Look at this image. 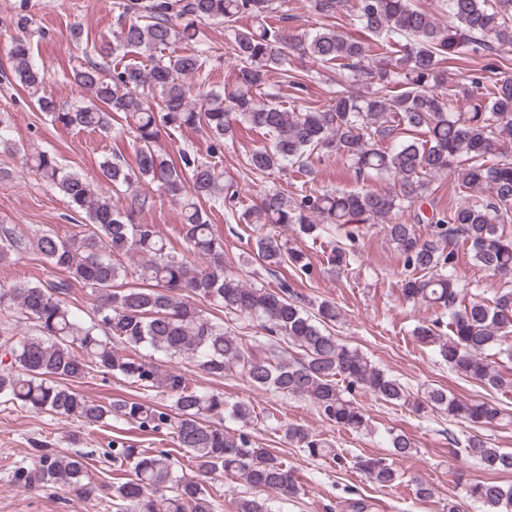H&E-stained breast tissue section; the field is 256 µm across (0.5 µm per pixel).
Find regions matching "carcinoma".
Returning <instances> with one entry per match:
<instances>
[{
	"instance_id": "1",
	"label": "carcinoma",
	"mask_w": 512,
	"mask_h": 512,
	"mask_svg": "<svg viewBox=\"0 0 512 512\" xmlns=\"http://www.w3.org/2000/svg\"><path fill=\"white\" fill-rule=\"evenodd\" d=\"M346 0H310V8L327 24L302 38L281 26L275 0H117L123 23L112 34V47L83 48L73 69L74 83L87 93L78 105L60 104L40 93L44 66L31 52L22 16L20 33L8 50L11 72L35 99L38 109L63 128L101 133L122 119L133 137L134 162L113 154L100 163L98 181L63 168L56 155L40 151L27 164L44 183L62 194L84 220L83 234L61 238L49 228L27 237L0 229V261L33 252L55 269L61 280L39 281L0 289V316L16 318L26 332L16 336L0 326V402L87 425H105L120 417L143 430L171 428L178 447L195 462L193 475L161 449L146 452L112 441V457L130 466L131 477L112 485L118 512H219L205 478L222 471L257 492L283 497L297 494L287 462L260 446L245 431L224 426V414L248 423L254 409L224 400V393L193 386L179 369L162 370L158 353L172 360L187 357L213 379L237 372L259 391L301 396L326 420L350 432L368 430L369 419L355 394L384 403L425 407L475 426L502 418L488 401L464 400L443 388L419 396L399 378L377 368L361 352L341 343L324 326L338 316L322 302L307 310L306 298L286 280L276 287L251 286L224 267V242L211 230L206 205L228 206L236 215L241 190L224 179V141L237 125L273 135L272 146L247 154V169L258 175L276 170H307L313 155L341 157L361 176H389L391 190L333 193L305 181L292 194L266 191L241 213L259 227L291 224L302 235L317 236L337 226L380 224L395 243L405 272L401 294L422 302L436 317L413 335L436 347V354L456 374L494 389L507 388L490 352L512 359V290L491 303L466 301L455 276L457 244H468L475 263L512 275V75L494 81L485 73L499 69L498 57L512 48V0H443L448 24L440 23L413 0H353L352 12L371 34L358 40L337 30L336 14ZM220 21L229 29L224 53L237 66L224 89L202 91L210 82L211 47L203 25ZM167 49L150 67L128 63L110 66L120 50ZM472 52L488 59L480 70L448 82V65ZM301 54L336 70L335 87L323 101L290 112L270 97L258 96L275 70L291 86L304 84L289 69ZM365 81L366 89L350 84ZM183 127L204 132L207 156L178 151L179 164L161 153L163 131ZM11 120L0 113V151L16 152ZM446 172L467 192L464 203L427 219L431 238L422 239L398 215L422 196L423 178ZM155 185L159 196L181 204L180 236L184 250L169 251L152 224L134 222L136 213L155 204L140 191ZM124 189L127 205L112 200L110 188ZM257 257L268 268L290 265L307 273L308 255L272 235L255 240ZM127 258L137 265L141 283L127 282ZM91 289L96 304L83 318L64 296L73 283ZM196 297L226 314L260 322L265 336L246 342L193 303ZM124 346L115 349L114 343ZM151 351L149 355L139 350ZM122 377L143 388H161L172 404L147 405L137 399L102 404L72 388L90 372ZM288 440L314 459L341 460L336 449L301 426L288 428ZM396 459L413 456L405 434L390 437ZM465 455L493 474L512 472V451L493 448L474 436ZM371 482L386 487L398 478L395 462L358 457L354 461ZM11 481L24 490L62 486L76 496L96 499L101 487L87 480L80 454H62L44 446L36 461L20 465ZM467 498L482 512H512V488L477 481ZM236 512H273L269 500L241 498Z\"/></svg>"
}]
</instances>
